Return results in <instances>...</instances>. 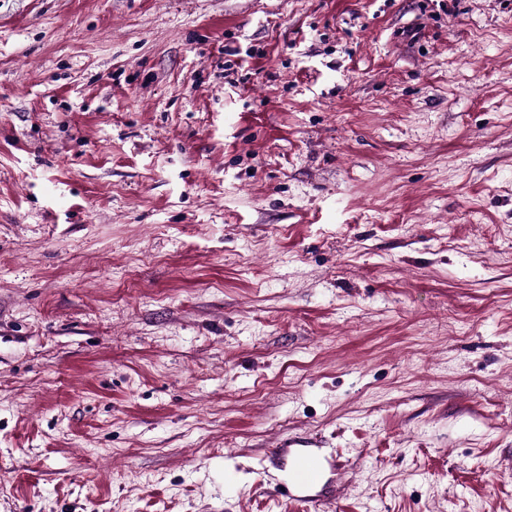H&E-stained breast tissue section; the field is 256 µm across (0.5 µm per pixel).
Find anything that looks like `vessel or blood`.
I'll list each match as a JSON object with an SVG mask.
<instances>
[{
  "label": "vessel or blood",
  "instance_id": "obj_1",
  "mask_svg": "<svg viewBox=\"0 0 512 512\" xmlns=\"http://www.w3.org/2000/svg\"><path fill=\"white\" fill-rule=\"evenodd\" d=\"M272 454L288 461V476L275 483L273 494L291 503H304L310 512H320L324 505L323 480L326 472L336 469L335 455L316 448H276Z\"/></svg>",
  "mask_w": 512,
  "mask_h": 512
}]
</instances>
